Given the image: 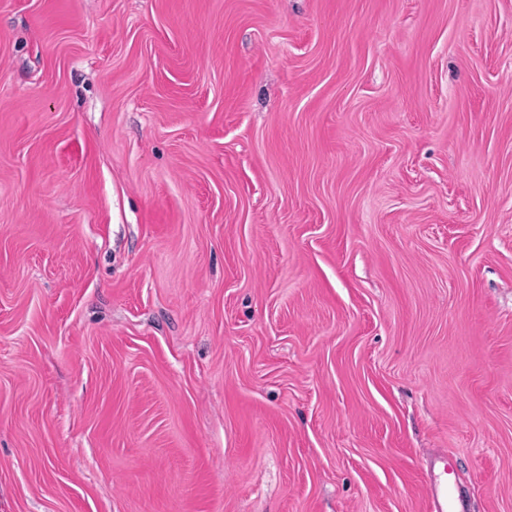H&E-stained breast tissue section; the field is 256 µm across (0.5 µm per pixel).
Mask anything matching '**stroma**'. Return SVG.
<instances>
[{
    "instance_id": "obj_1",
    "label": "stroma",
    "mask_w": 512,
    "mask_h": 512,
    "mask_svg": "<svg viewBox=\"0 0 512 512\" xmlns=\"http://www.w3.org/2000/svg\"><path fill=\"white\" fill-rule=\"evenodd\" d=\"M512 512V0H0V512ZM435 464L430 466L427 495L432 512H467L464 498L448 486L444 474L448 468L444 463L440 474H435Z\"/></svg>"
}]
</instances>
